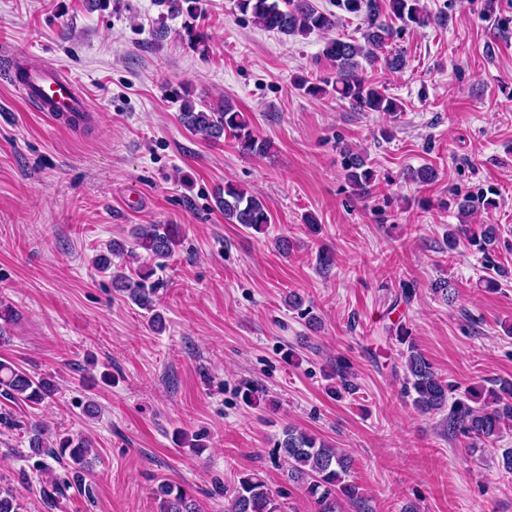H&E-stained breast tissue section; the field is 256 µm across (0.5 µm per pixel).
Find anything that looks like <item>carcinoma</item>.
Listing matches in <instances>:
<instances>
[{
  "mask_svg": "<svg viewBox=\"0 0 512 512\" xmlns=\"http://www.w3.org/2000/svg\"><path fill=\"white\" fill-rule=\"evenodd\" d=\"M166 9L170 17L185 16L194 19L201 11V0H155ZM338 7L349 14H365L367 24L364 43L350 39L328 41L323 57L331 63L330 71L313 81L302 79L299 89L310 97L332 95L346 100L363 112H396L397 101L384 95L368 82L361 73L360 60L369 64L379 61L390 70L405 65L402 53L389 49L398 30L391 21L397 20L402 27H423L430 23V16L421 6V0H387V17L381 18L376 0H337ZM241 13L267 31L284 35H308L324 32L336 25V15L320 11L312 0H237ZM183 126L207 140L217 141L229 135L238 149L251 155H264L271 148L270 141L260 138L253 130L245 113L225 101L218 106L196 109L190 100H183L180 112ZM344 177L352 193L363 199L370 194L375 181V170L365 157L350 149L342 153ZM453 204L463 218L454 232L448 235V250L457 249L460 240L488 256L498 239L497 228L492 224L468 223L475 212L471 197L458 195ZM216 203L224 212V220L240 224L247 229L262 231L272 223L265 203L234 183L226 182L216 193ZM132 250L140 249L148 257L168 259L180 245L178 226L175 224H135L129 231ZM127 252L125 245L112 242L107 251L97 256L99 269H112V256ZM151 272L141 275L137 281L124 273L112 275V282L140 309L150 313L154 330L162 329V318L155 309L153 291L144 288L142 281ZM404 385L412 405L421 414L446 412L443 419L446 432L463 436L472 444L493 445L503 437L505 428L512 424V383L501 382L496 387L472 389L461 397L455 396V388L438 375L428 360L415 347L408 346L405 355ZM57 387L43 377H36L19 365L0 363V396L9 401L40 405L52 397ZM34 468L41 476L43 496L55 504L66 498L67 492L82 486L83 472L87 471L88 456L94 451L93 442L85 437L63 436L47 441L41 427L30 426L28 438ZM277 451L289 464V480L299 484L304 494L315 504V512H338L344 500L355 502L361 498L359 487L349 480L352 460L349 455L334 448L314 435L296 428H287L283 439L277 443ZM65 464L63 470L54 468L50 461ZM159 512H201L193 495L179 485L166 480L156 488ZM0 512H24L22 495L6 486L0 487ZM227 512H283L277 495L265 480L256 473L238 480L231 491Z\"/></svg>",
  "mask_w": 512,
  "mask_h": 512,
  "instance_id": "obj_1",
  "label": "carcinoma"
}]
</instances>
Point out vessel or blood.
Instances as JSON below:
<instances>
[{
	"label": "vessel or blood",
	"mask_w": 512,
	"mask_h": 512,
	"mask_svg": "<svg viewBox=\"0 0 512 512\" xmlns=\"http://www.w3.org/2000/svg\"><path fill=\"white\" fill-rule=\"evenodd\" d=\"M11 83L39 111L66 122L73 113L91 114L92 108L76 79L52 65L28 66L26 75L11 74Z\"/></svg>",
	"instance_id": "vessel-or-blood-1"
}]
</instances>
